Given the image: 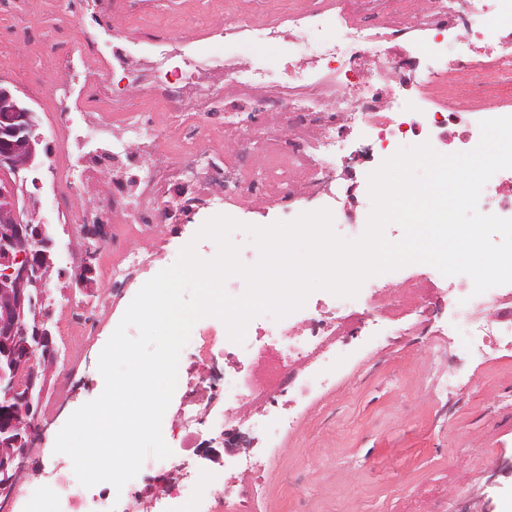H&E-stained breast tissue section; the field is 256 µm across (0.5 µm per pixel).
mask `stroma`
<instances>
[{"mask_svg": "<svg viewBox=\"0 0 512 512\" xmlns=\"http://www.w3.org/2000/svg\"><path fill=\"white\" fill-rule=\"evenodd\" d=\"M29 53L25 44L0 26V84L10 87L32 110L38 134L58 150L62 142L53 135L46 117L53 103L48 96L31 91L35 83L50 82L51 68L46 63L20 66V59ZM362 142L360 134L349 137L340 164L342 175L326 198L339 213L335 232L347 239L364 232L363 220L371 210L363 182L366 163L360 156ZM24 175L39 184L34 191L36 212L55 241L56 273L49 292L63 302L71 295L62 276L69 268V240L54 225L57 203L51 176L40 161ZM223 211V205H205L193 210L181 235L137 237V244L160 249L163 254L162 260L146 271V278L174 264L191 239L192 227ZM127 307V302L115 303L97 341L84 348L80 378L67 397L53 407H41L43 424L36 451L27 459L22 487L37 494L51 491L61 459L54 451L56 436L75 410L103 392L97 372L99 355ZM429 318L430 333L426 336L410 333V319L377 325L367 315L361 331L345 337L346 353L335 388L311 398L297 429L283 438L282 454L261 480V512H294L301 497L310 500L316 512H386L402 476L416 480L426 476L433 464L447 460L450 448L465 437L480 434L497 406L512 405V352L499 350L495 359L487 362L474 358L460 346L470 330L467 322H455L444 308L431 312ZM442 368L479 381L480 394L462 390L453 397L449 409L439 410L425 397L424 387ZM198 431L200 446L209 442L221 448L222 440L210 423L200 424ZM167 444L172 450L171 462L187 471L204 473L218 468L217 463L202 456L200 446L184 449L177 437L168 439Z\"/></svg>", "mask_w": 512, "mask_h": 512, "instance_id": "stroma-1", "label": "stroma"}]
</instances>
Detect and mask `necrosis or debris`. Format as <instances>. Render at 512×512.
Masks as SVG:
<instances>
[{"instance_id":"obj_1","label":"necrosis or debris","mask_w":512,"mask_h":512,"mask_svg":"<svg viewBox=\"0 0 512 512\" xmlns=\"http://www.w3.org/2000/svg\"><path fill=\"white\" fill-rule=\"evenodd\" d=\"M511 19L512 0H306L259 25L245 16L229 28L220 16L195 21L200 39L220 28L231 46L283 47L288 39H306L310 54L282 57L279 82L262 64L240 65L233 53L219 65L200 52L187 55L179 46L182 28L147 25L137 39L156 50L163 71L156 77L129 67L125 97L115 96L109 80L119 56H107L93 34H85L83 51L75 52L57 35L22 29L32 54L53 63L51 120L64 149L48 155L47 167L56 197L68 204L60 222L77 248L116 258L106 292L67 301L66 322L79 342L64 350L63 379L77 375L81 345L97 336L112 300L124 297L128 283L157 256L133 245L130 231L175 229L183 210L219 194L228 216L244 203L307 198L336 171L345 132L356 125L370 137L378 164L409 139L453 153L474 149L484 114H512V32L505 28ZM410 30L431 37L399 55L395 43ZM442 33L457 42L454 53L436 42ZM81 191L90 206H70ZM479 209L512 218V169L483 187ZM432 289L430 277L415 272L393 287L368 279L357 299L386 321L414 317L424 336ZM348 304L328 292L309 297L287 318H254L241 344L208 328L201 332L186 382L196 414L207 416L220 405L226 430L251 418L268 452L241 448L250 476L232 483L218 472L167 478L154 495L168 500L170 512H184L189 495L197 512H257L255 475L278 456L280 433L294 428L308 398L336 383L341 338L359 325ZM445 304L451 316L476 324L467 353L512 347V290L493 287L477 295L461 282L449 288ZM496 427V419H488L483 439L452 449L423 480L404 479L393 512H449L451 486L481 481L498 466L500 451L489 443ZM117 507V498L91 494L69 467L56 479L51 500L18 488L13 512Z\"/></svg>"}]
</instances>
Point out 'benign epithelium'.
<instances>
[{
    "label": "benign epithelium",
    "mask_w": 512,
    "mask_h": 512,
    "mask_svg": "<svg viewBox=\"0 0 512 512\" xmlns=\"http://www.w3.org/2000/svg\"><path fill=\"white\" fill-rule=\"evenodd\" d=\"M43 138L36 134L31 110L6 87L0 86V403L17 406L0 408V504L9 501L20 480L26 455L40 431L38 410L32 405L34 387L45 390L52 377L53 355L39 352L30 337L43 332L46 318L37 301L47 294L53 269V241L45 225L24 219L32 195L20 171L30 168L44 151ZM249 438L237 429L224 433L228 453L247 445Z\"/></svg>",
    "instance_id": "benign-epithelium-1"
}]
</instances>
